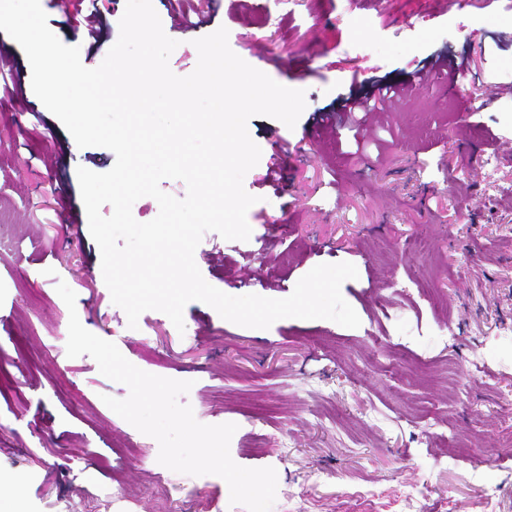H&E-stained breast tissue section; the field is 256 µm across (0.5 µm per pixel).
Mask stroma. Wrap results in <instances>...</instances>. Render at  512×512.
<instances>
[{"label":"stroma","mask_w":512,"mask_h":512,"mask_svg":"<svg viewBox=\"0 0 512 512\" xmlns=\"http://www.w3.org/2000/svg\"><path fill=\"white\" fill-rule=\"evenodd\" d=\"M152 2L178 43L175 75L195 70L194 40L223 27L235 54L305 93L295 128L249 120L261 149L243 180L258 198L251 236L205 233L203 278L281 299L316 265L349 262L358 276L341 292L360 325L253 329L192 301L184 331L154 310L129 328L88 224L67 220L84 210L78 167L104 173L115 155L75 146L0 30L5 78L23 89L0 98V484L23 512H247L219 476L160 465L156 440L104 403L128 389L91 356L68 357L74 312L139 369L192 381L183 401L200 423L236 424L232 459L277 472L271 512H512V0ZM40 4L74 45L86 0ZM125 6L98 0L107 30L81 50L85 67L117 41ZM437 55L466 57L457 86L413 87L371 116L366 147L343 124L313 128L315 113ZM415 487L424 495L408 502Z\"/></svg>","instance_id":"obj_1"}]
</instances>
